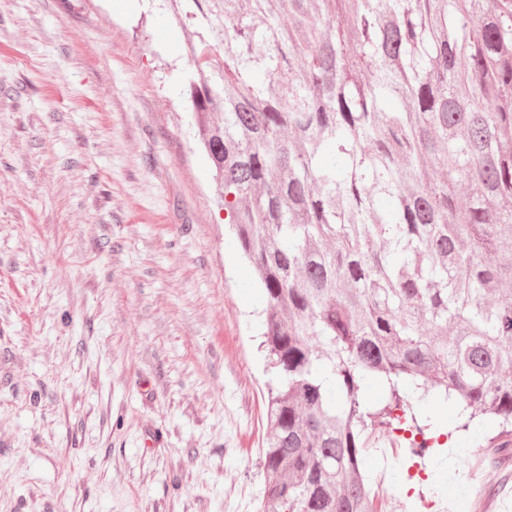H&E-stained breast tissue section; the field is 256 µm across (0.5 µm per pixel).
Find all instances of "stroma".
<instances>
[{"instance_id":"stroma-1","label":"stroma","mask_w":512,"mask_h":512,"mask_svg":"<svg viewBox=\"0 0 512 512\" xmlns=\"http://www.w3.org/2000/svg\"><path fill=\"white\" fill-rule=\"evenodd\" d=\"M193 37L157 0H0V512L263 504L265 304L178 83ZM437 417L422 458L372 433L379 512H512L496 424Z\"/></svg>"}]
</instances>
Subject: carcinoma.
I'll list each match as a JSON object with an SVG mask.
<instances>
[{"label": "carcinoma", "instance_id": "1", "mask_svg": "<svg viewBox=\"0 0 512 512\" xmlns=\"http://www.w3.org/2000/svg\"><path fill=\"white\" fill-rule=\"evenodd\" d=\"M167 2L266 304L263 512H374L366 434L427 447L432 390L512 454V0Z\"/></svg>", "mask_w": 512, "mask_h": 512}]
</instances>
